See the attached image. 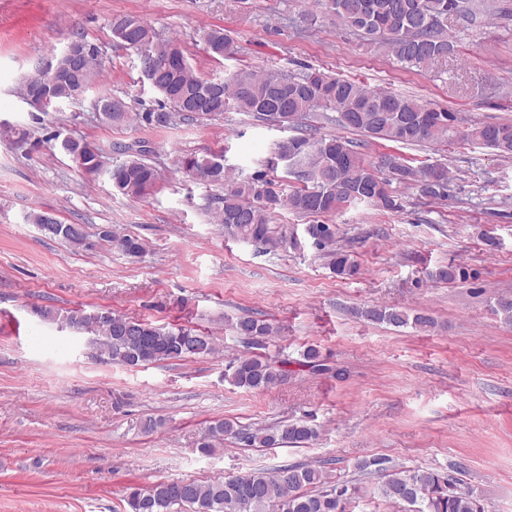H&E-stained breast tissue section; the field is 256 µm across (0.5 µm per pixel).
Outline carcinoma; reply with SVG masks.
I'll use <instances>...</instances> for the list:
<instances>
[{"instance_id": "cac0c4a2", "label": "carcinoma", "mask_w": 512, "mask_h": 512, "mask_svg": "<svg viewBox=\"0 0 512 512\" xmlns=\"http://www.w3.org/2000/svg\"><path fill=\"white\" fill-rule=\"evenodd\" d=\"M318 7L331 14L344 26L360 32L370 40H379L389 47L396 59L406 67L426 70L445 60L453 51L448 37V14L468 12L464 0H315ZM112 35L123 45L138 52H151L165 60L176 51L180 63L159 69L150 85L163 97L162 110L139 112L141 121L166 127L176 119L214 120L226 112L251 114L262 120H275L285 128L303 125L307 116L317 110L336 113L335 121L369 139L400 144L425 141H470L494 148L503 156L512 157V146L498 145L503 129L512 124H484L463 129L461 118L449 110L430 107L419 100L364 84L333 77L309 68L298 76L276 69L239 70L223 78L198 76L184 57L181 43L162 39L155 29L140 18L119 14L112 18ZM206 53L214 60L230 58L236 53L232 38L222 28L203 32ZM81 47L80 77L70 73L63 59L55 66L59 77L48 109L63 101L78 99L73 83L78 80L90 90L99 76V50L82 39L73 41ZM286 100L283 107L271 112L268 106L276 98ZM102 122L122 128L129 123L131 110L119 97L103 95L98 101ZM358 143L342 136L330 135L312 139L306 134L292 136L277 144L275 157L288 162V173L301 186L288 187V182L258 172L235 179L224 167V155L187 154L179 159V168L192 177L220 186L224 194L214 200L215 222L224 225L229 236L261 245L268 252L284 250L295 244L284 224L274 223L275 215L287 209L306 217L331 215L341 207L366 202L379 210L397 212L401 202L392 195L388 181L366 164L357 150ZM62 150L81 169L97 155L82 138L69 137L61 142ZM128 155L112 164L109 179L120 193L140 198L156 186L160 176L148 162L150 150L141 145L118 148ZM381 167L392 179L416 186L430 198H448V166L442 163L412 166L398 155L385 154ZM26 222L51 237H58L74 248L84 246L86 235L73 237L65 224L55 216L32 210ZM309 239L322 253L332 272L340 277L356 273L350 254L336 248V227L333 224H308ZM102 238L112 249L135 256L143 252L139 238L112 229ZM41 317L65 326H78L93 333V343L117 364L137 367L165 360L192 356H209L217 351L213 337L183 326H156L144 320L112 315L108 321L98 311L74 308L60 314L40 309ZM355 315L367 321L395 327L412 326L428 331L434 320L423 314H411L395 307H366ZM237 335L245 337L248 346L260 349L277 329L269 322L241 317L235 323ZM290 360L271 361L260 355L242 356L234 362L230 383L248 391L263 392L287 380L286 365ZM297 364L312 371L319 370L324 360L319 351L309 347L301 353ZM231 436L252 448H278L288 443L299 444L316 437V429L303 420L258 428L244 429L230 420H218L207 429L201 449L208 453L214 442ZM384 474L377 493L394 504L407 506L406 512H489L485 500L474 491H462L456 480L429 468L405 469L390 466L377 458L363 461L358 469L369 468ZM360 488L347 482L332 480L326 470L309 465H290L272 470H256L245 475L217 477L206 481L164 480L147 489H134L126 497L128 512H348V505Z\"/></svg>"}]
</instances>
